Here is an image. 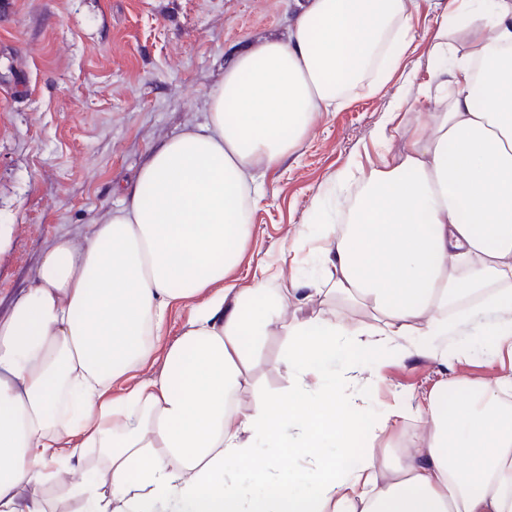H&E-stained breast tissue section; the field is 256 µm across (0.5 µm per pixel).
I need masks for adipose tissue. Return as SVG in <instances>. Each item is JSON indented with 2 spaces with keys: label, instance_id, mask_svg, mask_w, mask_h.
I'll return each instance as SVG.
<instances>
[{
  "label": "adipose tissue",
  "instance_id": "1",
  "mask_svg": "<svg viewBox=\"0 0 512 512\" xmlns=\"http://www.w3.org/2000/svg\"><path fill=\"white\" fill-rule=\"evenodd\" d=\"M415 5L293 0L285 34L231 59L205 123L151 150L131 198L83 241L63 234L43 252L35 287L0 318V512H55L42 490L56 484L74 512H512V0H436L468 42L453 47L444 21L431 39L451 94L425 122L387 113L378 162L350 160L317 194L325 221L298 231L295 274L269 264L243 287L234 276L266 174L320 113L385 86ZM349 308L371 327L352 326ZM476 318L506 370L394 405L368 429L384 454L348 468L367 399L338 351L444 366L467 358L448 339ZM272 335L288 392L241 406ZM158 359L159 375L137 379Z\"/></svg>",
  "mask_w": 512,
  "mask_h": 512
}]
</instances>
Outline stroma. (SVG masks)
I'll return each mask as SVG.
<instances>
[{
  "mask_svg": "<svg viewBox=\"0 0 512 512\" xmlns=\"http://www.w3.org/2000/svg\"><path fill=\"white\" fill-rule=\"evenodd\" d=\"M289 0H0V318L36 283L42 254L60 234L84 239L103 223L151 149L205 120L209 93L237 51L284 32ZM434 0H417L413 41L377 93L360 92L340 111L319 115L294 155L268 172V194L254 208V235L237 272L249 283L261 265L289 269L296 229L312 223L317 193L358 152L376 155L373 133L393 98L397 118L426 117L432 99L408 82L437 80L429 59ZM468 362L389 363L385 382L366 389L358 446H367L373 414L394 394L417 395L453 374L492 378L501 365L485 352V323L461 332ZM280 337L255 357L252 392L288 385Z\"/></svg>",
  "mask_w": 512,
  "mask_h": 512,
  "instance_id": "1",
  "label": "stroma"
}]
</instances>
